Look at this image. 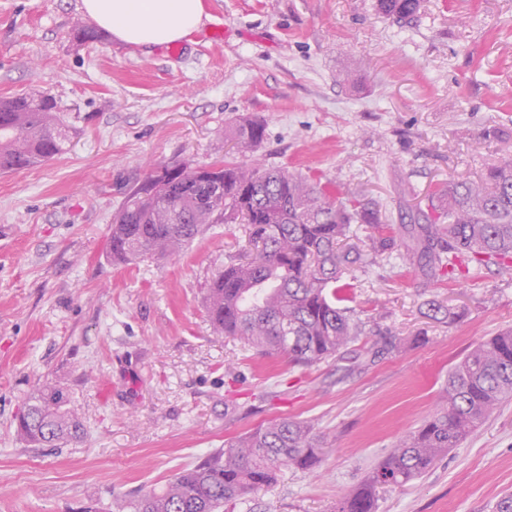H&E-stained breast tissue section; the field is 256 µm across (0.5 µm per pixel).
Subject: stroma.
Returning a JSON list of instances; mask_svg holds the SVG:
<instances>
[{
    "label": "stroma",
    "instance_id": "1",
    "mask_svg": "<svg viewBox=\"0 0 512 512\" xmlns=\"http://www.w3.org/2000/svg\"><path fill=\"white\" fill-rule=\"evenodd\" d=\"M204 3L173 55L76 43L81 0H0V98L50 93L72 129L53 160L0 172V512H115L277 418L314 424L328 450L233 512H331L440 405L454 365L512 328V266L434 275L400 246L343 291L359 339L302 368L212 333L207 290L249 250L247 225H209L171 258L110 259L126 189L161 166L255 160L362 194L382 216L354 225L364 246L401 236L512 136V0H422L408 24L376 0ZM213 25L222 41L204 38ZM251 120L265 138L242 152L231 131ZM47 380L83 441L17 439ZM509 493L512 400L420 479L379 487L376 512H494Z\"/></svg>",
    "mask_w": 512,
    "mask_h": 512
}]
</instances>
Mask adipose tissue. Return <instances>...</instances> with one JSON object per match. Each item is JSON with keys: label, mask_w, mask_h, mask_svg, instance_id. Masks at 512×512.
<instances>
[{"label": "adipose tissue", "mask_w": 512, "mask_h": 512, "mask_svg": "<svg viewBox=\"0 0 512 512\" xmlns=\"http://www.w3.org/2000/svg\"><path fill=\"white\" fill-rule=\"evenodd\" d=\"M94 22L143 51L183 40L204 18L203 0H82Z\"/></svg>", "instance_id": "obj_1"}]
</instances>
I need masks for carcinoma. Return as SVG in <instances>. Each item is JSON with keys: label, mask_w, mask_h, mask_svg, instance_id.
<instances>
[{"label": "carcinoma", "mask_w": 512, "mask_h": 512, "mask_svg": "<svg viewBox=\"0 0 512 512\" xmlns=\"http://www.w3.org/2000/svg\"><path fill=\"white\" fill-rule=\"evenodd\" d=\"M379 13L408 22L420 0H377ZM84 44L104 34L77 24ZM265 126L247 121L234 136L243 151L263 141ZM503 157L476 180H450L423 215L411 252L430 270L463 264L512 262V139L495 135ZM69 132L47 93L0 99V171L44 163L67 149ZM242 218L250 230L248 258L224 268L208 288L206 309L216 336H226L264 357L286 356L311 366L341 354L362 334L327 287L365 254L348 244L353 224H379L380 211L347 192L283 168L231 161L198 166L182 162L148 174L126 196L107 241L119 263L178 255L210 224ZM512 397V329L476 346L448 374L444 401L334 512H375L382 484H406L478 430L497 405ZM18 438L35 448L77 441L84 425L63 388L44 383L16 422ZM324 435L304 422L270 421L129 500V512H224V506L271 488L284 468L313 471Z\"/></svg>", "instance_id": "carcinoma-1"}]
</instances>
